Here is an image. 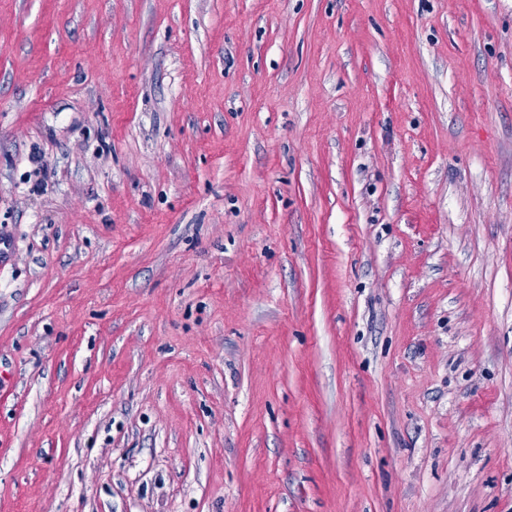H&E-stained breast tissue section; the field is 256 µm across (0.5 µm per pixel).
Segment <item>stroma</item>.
Returning <instances> with one entry per match:
<instances>
[{
    "label": "stroma",
    "instance_id": "1",
    "mask_svg": "<svg viewBox=\"0 0 512 512\" xmlns=\"http://www.w3.org/2000/svg\"><path fill=\"white\" fill-rule=\"evenodd\" d=\"M0 512H512V0H0Z\"/></svg>",
    "mask_w": 512,
    "mask_h": 512
}]
</instances>
